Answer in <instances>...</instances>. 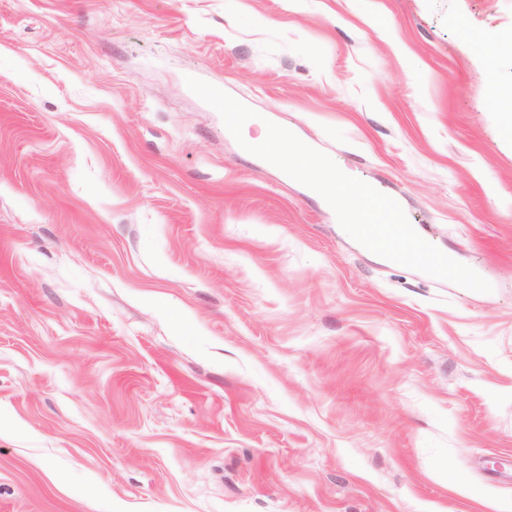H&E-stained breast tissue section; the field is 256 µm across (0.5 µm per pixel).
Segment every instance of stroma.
Here are the masks:
<instances>
[{
    "label": "stroma",
    "instance_id": "1",
    "mask_svg": "<svg viewBox=\"0 0 512 512\" xmlns=\"http://www.w3.org/2000/svg\"><path fill=\"white\" fill-rule=\"evenodd\" d=\"M512 0H0V512L512 506ZM204 80L396 200L352 239Z\"/></svg>",
    "mask_w": 512,
    "mask_h": 512
}]
</instances>
